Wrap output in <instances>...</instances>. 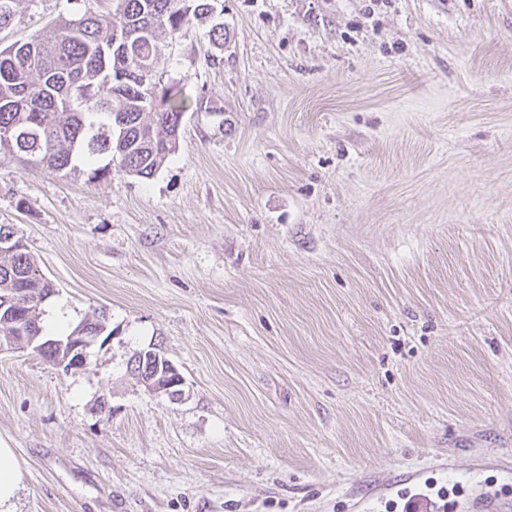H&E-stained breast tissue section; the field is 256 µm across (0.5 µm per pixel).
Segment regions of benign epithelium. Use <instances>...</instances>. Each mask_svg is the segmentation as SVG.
<instances>
[{"instance_id":"7a95c632","label":"benign epithelium","mask_w":512,"mask_h":512,"mask_svg":"<svg viewBox=\"0 0 512 512\" xmlns=\"http://www.w3.org/2000/svg\"><path fill=\"white\" fill-rule=\"evenodd\" d=\"M128 72L137 77L140 90L145 97L154 96L157 83L155 82L156 68L146 63H133ZM106 327L90 320L83 322L70 336L64 340H50L46 343L38 336L27 335L24 329H18V335L8 336L0 340V349H24V348H47L54 350V358L57 365L70 368L78 366L86 361L87 349L96 342ZM152 357L163 363V373H143L138 375L141 385L148 391L156 394H164L173 400L182 397L180 386L184 384L183 378L177 367L159 352L152 353Z\"/></svg>"}]
</instances>
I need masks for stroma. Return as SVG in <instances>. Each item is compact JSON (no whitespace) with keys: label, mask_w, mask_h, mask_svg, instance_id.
I'll use <instances>...</instances> for the list:
<instances>
[{"label":"stroma","mask_w":512,"mask_h":512,"mask_svg":"<svg viewBox=\"0 0 512 512\" xmlns=\"http://www.w3.org/2000/svg\"><path fill=\"white\" fill-rule=\"evenodd\" d=\"M104 7L19 0L0 47ZM161 43L153 177L0 154L43 314L111 332L0 351L15 512H512V0H215ZM152 358L157 359L158 363L163 361L164 372L155 373H143L139 374V371H135L138 375L141 385H143L149 392L156 394H164L169 396L173 400H178L182 397V389L178 387L184 384L183 378L179 373L177 367L168 359L160 355L159 352H150Z\"/></svg>","instance_id":"stroma-1"}]
</instances>
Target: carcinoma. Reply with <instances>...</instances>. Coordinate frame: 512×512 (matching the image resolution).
Returning a JSON list of instances; mask_svg holds the SVG:
<instances>
[{
  "label": "carcinoma",
  "mask_w": 512,
  "mask_h": 512,
  "mask_svg": "<svg viewBox=\"0 0 512 512\" xmlns=\"http://www.w3.org/2000/svg\"><path fill=\"white\" fill-rule=\"evenodd\" d=\"M123 9L86 10L55 22L56 34H33L0 49V138L7 152L65 176L89 168L104 179L112 163L150 178L178 146L185 99L171 88L144 98L112 86L133 56L164 62L160 35H173L213 10V0H121ZM54 293L23 247L0 253V317L37 308Z\"/></svg>",
  "instance_id": "carcinoma-1"
}]
</instances>
